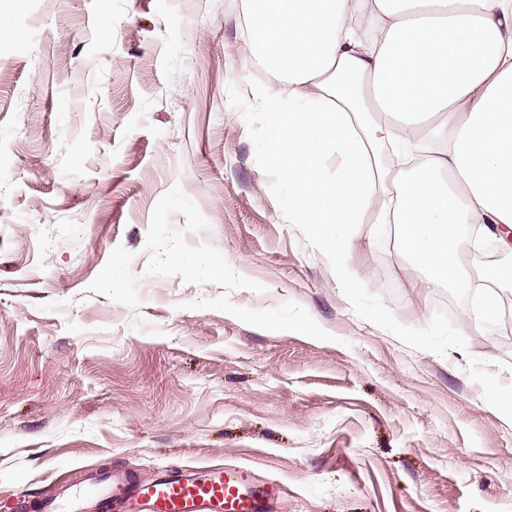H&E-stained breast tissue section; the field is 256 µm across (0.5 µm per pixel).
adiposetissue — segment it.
<instances>
[{"mask_svg": "<svg viewBox=\"0 0 512 512\" xmlns=\"http://www.w3.org/2000/svg\"><path fill=\"white\" fill-rule=\"evenodd\" d=\"M282 208L350 251L374 213L433 282L470 224L512 234V0H242ZM336 159L335 172L324 166Z\"/></svg>", "mask_w": 512, "mask_h": 512, "instance_id": "adipose-tissue-1", "label": "adipose tissue"}]
</instances>
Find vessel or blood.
<instances>
[{"label": "vessel or blood", "instance_id": "obj_1", "mask_svg": "<svg viewBox=\"0 0 512 512\" xmlns=\"http://www.w3.org/2000/svg\"><path fill=\"white\" fill-rule=\"evenodd\" d=\"M278 494L276 482L259 480L244 466L203 472L189 467L148 484L115 470L89 474L76 491L62 486L37 508L39 512H99L108 501L125 512L141 507L146 512H270Z\"/></svg>", "mask_w": 512, "mask_h": 512}]
</instances>
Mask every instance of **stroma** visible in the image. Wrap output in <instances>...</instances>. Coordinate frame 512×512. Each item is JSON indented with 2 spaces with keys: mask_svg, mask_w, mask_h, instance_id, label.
<instances>
[{
  "mask_svg": "<svg viewBox=\"0 0 512 512\" xmlns=\"http://www.w3.org/2000/svg\"><path fill=\"white\" fill-rule=\"evenodd\" d=\"M241 0H0V512L245 466L273 512H512V338L293 224Z\"/></svg>",
  "mask_w": 512,
  "mask_h": 512,
  "instance_id": "1",
  "label": "stroma"
}]
</instances>
